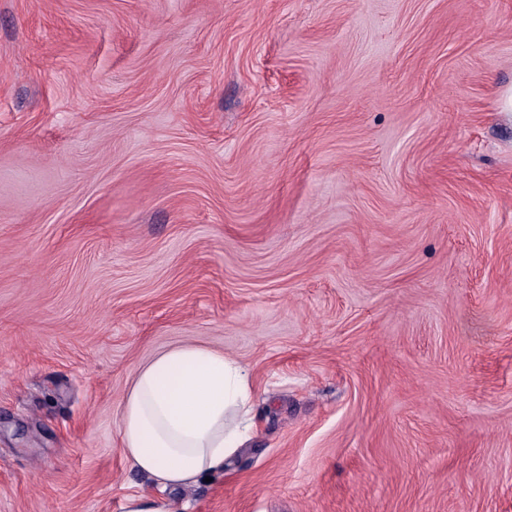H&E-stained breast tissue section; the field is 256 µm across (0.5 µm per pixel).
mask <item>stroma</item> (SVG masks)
Returning a JSON list of instances; mask_svg holds the SVG:
<instances>
[{
  "label": "stroma",
  "instance_id": "obj_1",
  "mask_svg": "<svg viewBox=\"0 0 512 512\" xmlns=\"http://www.w3.org/2000/svg\"><path fill=\"white\" fill-rule=\"evenodd\" d=\"M512 0H0V512H126L134 370L237 359L187 512H512Z\"/></svg>",
  "mask_w": 512,
  "mask_h": 512
}]
</instances>
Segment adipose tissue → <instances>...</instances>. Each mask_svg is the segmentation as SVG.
Masks as SVG:
<instances>
[{"label": "adipose tissue", "mask_w": 512, "mask_h": 512, "mask_svg": "<svg viewBox=\"0 0 512 512\" xmlns=\"http://www.w3.org/2000/svg\"><path fill=\"white\" fill-rule=\"evenodd\" d=\"M246 369L223 352L182 343L139 366L120 403V444L159 496H130L127 512H176L164 491L223 470L253 426Z\"/></svg>", "instance_id": "obj_1"}]
</instances>
